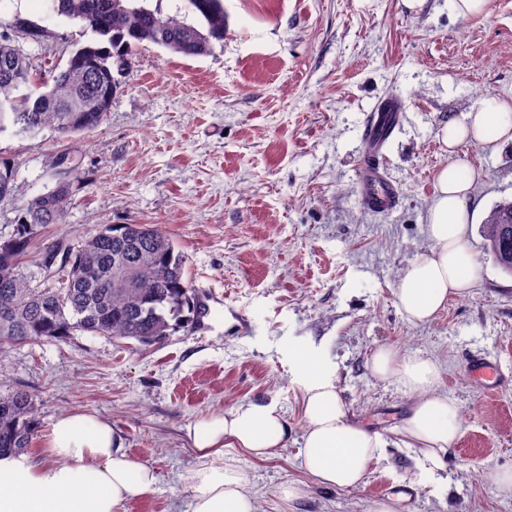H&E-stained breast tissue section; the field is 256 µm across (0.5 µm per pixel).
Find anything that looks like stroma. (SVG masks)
I'll list each match as a JSON object with an SVG mask.
<instances>
[{
    "instance_id": "stroma-1",
    "label": "stroma",
    "mask_w": 512,
    "mask_h": 512,
    "mask_svg": "<svg viewBox=\"0 0 512 512\" xmlns=\"http://www.w3.org/2000/svg\"><path fill=\"white\" fill-rule=\"evenodd\" d=\"M224 39L185 57L140 47L103 123L61 137L0 134V156L17 169V191L0 200V240L28 203L51 189L69 155L71 205L22 259L34 284L37 259L58 238L78 243L111 224H155L183 252L208 311L149 346L75 332L0 348L8 387L36 399L40 447L60 415L89 411L111 422L133 460L158 482L131 512H184L197 465L187 427L240 404L275 403L291 432L267 459L233 448L257 512H373L394 489L396 512H512L493 476L512 469V387L486 395L467 361L482 355L512 373V276L487 253L481 227L512 201V141L466 143L456 156L480 172L466 238L474 283L425 323L396 304L401 271L425 254L435 178L452 155L442 125L463 121L482 99L512 100V0L463 20L448 0L417 14L401 0H223ZM0 17L35 77L94 41L80 22L48 16L43 0H0ZM403 103L383 165L401 203L373 213L356 170L366 116L388 94ZM384 347L432 359L440 393L461 424L446 466L429 479L400 435L415 401L370 370ZM333 377L354 423L387 441L363 485H318L301 465L304 385L297 350ZM299 495L287 501L283 487Z\"/></svg>"
}]
</instances>
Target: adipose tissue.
I'll return each mask as SVG.
<instances>
[{"instance_id": "adipose-tissue-1", "label": "adipose tissue", "mask_w": 512, "mask_h": 512, "mask_svg": "<svg viewBox=\"0 0 512 512\" xmlns=\"http://www.w3.org/2000/svg\"><path fill=\"white\" fill-rule=\"evenodd\" d=\"M440 136L451 149L466 141H512V103L486 99L467 113L465 122L443 125ZM476 180L463 159L436 176L426 224L430 248L403 270L396 290L397 304L410 321L429 320L450 297L466 294L472 285L474 255L465 228ZM296 359L305 391L304 469L322 486H361L386 445L383 436L349 421L333 379L311 355L300 351ZM370 368L376 377L396 380L415 394L403 435L440 464L460 415L455 401L437 391L436 364L382 348L373 354ZM188 436L199 457L188 478V512H256L243 474L224 451L241 448L267 458L286 447L288 423L276 405L241 404L228 415L189 426ZM156 482L154 470L129 456L110 423L87 412L67 413L52 422L43 448L0 457V512H130V504Z\"/></svg>"}]
</instances>
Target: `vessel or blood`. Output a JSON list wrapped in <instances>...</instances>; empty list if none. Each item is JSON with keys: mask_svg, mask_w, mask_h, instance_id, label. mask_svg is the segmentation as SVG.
<instances>
[{"mask_svg": "<svg viewBox=\"0 0 512 512\" xmlns=\"http://www.w3.org/2000/svg\"><path fill=\"white\" fill-rule=\"evenodd\" d=\"M400 115V101L388 96L378 101L364 126V151L358 167V186L361 203L371 211L387 212L399 203L398 188L385 171L381 158L399 124ZM466 371L489 394L497 393L507 381L496 362L485 357L468 361Z\"/></svg>", "mask_w": 512, "mask_h": 512, "instance_id": "b4317fda", "label": "vessel or blood"}]
</instances>
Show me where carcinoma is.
<instances>
[{
	"label": "carcinoma",
	"mask_w": 512,
	"mask_h": 512,
	"mask_svg": "<svg viewBox=\"0 0 512 512\" xmlns=\"http://www.w3.org/2000/svg\"><path fill=\"white\" fill-rule=\"evenodd\" d=\"M53 14L78 20L98 36L73 51L66 66L34 78L25 56L0 37V133L36 134L49 129L63 137L99 127L123 87L131 56L144 42L185 57L211 52L224 40L222 0H186L203 19L201 30L163 12L148 0H49ZM16 188V168L0 158V199ZM70 204V182L31 200L14 235L0 242V347L62 339L75 332L159 343L194 321L197 302L184 255L160 229L113 224L86 234L70 255L67 281L43 288L19 269L32 239L48 224L62 223ZM512 222V202L495 205L482 224L487 252L512 251L500 225ZM37 429L30 391L0 394V455L28 447Z\"/></svg>",
	"instance_id": "1"
}]
</instances>
